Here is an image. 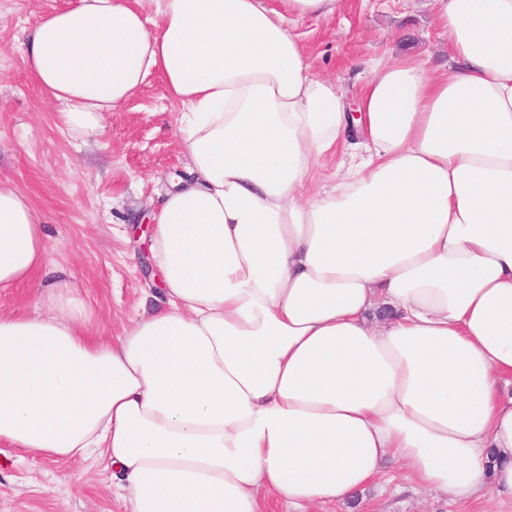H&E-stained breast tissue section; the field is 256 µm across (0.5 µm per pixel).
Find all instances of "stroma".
Masks as SVG:
<instances>
[{"label":"stroma","mask_w":512,"mask_h":512,"mask_svg":"<svg viewBox=\"0 0 512 512\" xmlns=\"http://www.w3.org/2000/svg\"><path fill=\"white\" fill-rule=\"evenodd\" d=\"M69 0H0V177L25 194L48 235L50 261L33 282L0 292V311L35 312L37 283L73 275L94 308L104 338L118 336L156 296L143 277V239L132 236L158 206L187 161L177 145L178 108L160 76L106 116L105 146L68 139L57 104L40 94L24 63L23 28ZM320 77L341 78L350 95L376 63L409 56L438 68L447 41L429 0H347L330 19L292 21ZM389 483L367 487L355 506L328 512H457L409 479L396 463ZM0 512H125L121 489L101 463L43 457L0 447Z\"/></svg>","instance_id":"1"}]
</instances>
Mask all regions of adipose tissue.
<instances>
[{"label": "adipose tissue", "mask_w": 512, "mask_h": 512, "mask_svg": "<svg viewBox=\"0 0 512 512\" xmlns=\"http://www.w3.org/2000/svg\"><path fill=\"white\" fill-rule=\"evenodd\" d=\"M345 0H72L23 32L59 126L161 76L191 175L152 216L160 309L97 340L73 278L0 314V446L95 452L128 512L346 503L387 460L456 505L512 498V0H433L448 67L378 66L349 118L290 19ZM352 164L305 195L322 160ZM0 180V289L47 266Z\"/></svg>", "instance_id": "obj_1"}]
</instances>
